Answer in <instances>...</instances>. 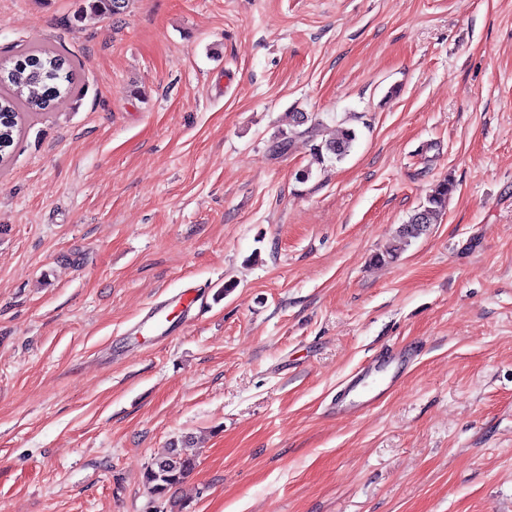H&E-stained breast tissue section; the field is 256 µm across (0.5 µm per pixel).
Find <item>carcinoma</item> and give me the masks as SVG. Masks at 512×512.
Instances as JSON below:
<instances>
[{
    "instance_id": "carcinoma-1",
    "label": "carcinoma",
    "mask_w": 512,
    "mask_h": 512,
    "mask_svg": "<svg viewBox=\"0 0 512 512\" xmlns=\"http://www.w3.org/2000/svg\"><path fill=\"white\" fill-rule=\"evenodd\" d=\"M128 0H88L87 10L94 16L118 15ZM75 64L65 55L45 47H28L0 65V162L10 157L15 137L20 131L22 113L44 112L70 99L77 90ZM356 140V132L345 128L336 136L317 146L316 161L323 162L324 154L337 159L349 152ZM454 186L447 180L435 185L426 202L401 225L395 244L376 256L379 262L397 257L398 251L411 240L425 234L438 223L448 205V196ZM196 466V455L184 448L170 446L147 466L143 481L153 498H163L183 482Z\"/></svg>"
}]
</instances>
